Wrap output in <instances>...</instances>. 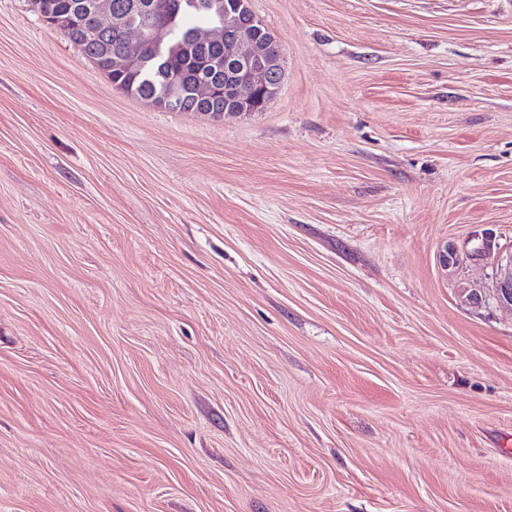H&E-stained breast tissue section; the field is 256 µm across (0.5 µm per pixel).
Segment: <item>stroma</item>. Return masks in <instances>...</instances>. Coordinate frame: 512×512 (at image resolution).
Listing matches in <instances>:
<instances>
[{
    "label": "stroma",
    "mask_w": 512,
    "mask_h": 512,
    "mask_svg": "<svg viewBox=\"0 0 512 512\" xmlns=\"http://www.w3.org/2000/svg\"><path fill=\"white\" fill-rule=\"evenodd\" d=\"M250 4L215 120L0 0V512H512V0ZM493 261L490 287L472 288L466 282H459V291L475 307L486 306L492 301L498 307L512 308V253L504 259L499 252Z\"/></svg>",
    "instance_id": "stroma-1"
}]
</instances>
